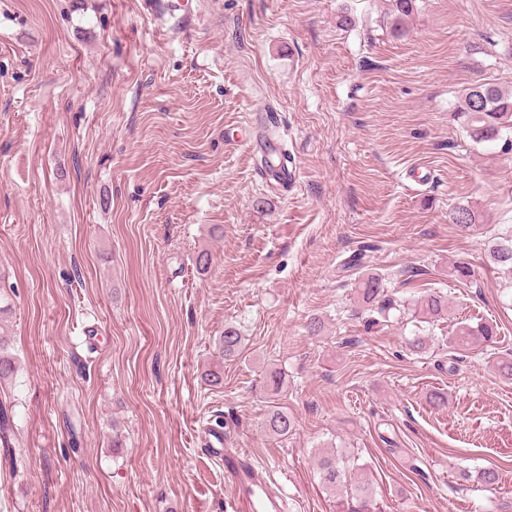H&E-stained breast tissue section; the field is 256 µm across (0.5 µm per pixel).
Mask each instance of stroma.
<instances>
[{"label": "stroma", "instance_id": "obj_1", "mask_svg": "<svg viewBox=\"0 0 512 512\" xmlns=\"http://www.w3.org/2000/svg\"><path fill=\"white\" fill-rule=\"evenodd\" d=\"M387 13L0 0V300L19 366L0 384V512H225L216 413L225 454L247 449L286 512H336L315 471L334 447L367 464L382 512H512V380L491 363L512 351V280L488 259L512 235V148L472 142L456 112L465 88L512 87V0H418L398 36ZM270 108L289 191L229 143ZM363 269L396 303L373 327L355 314ZM428 290L497 323L495 343L449 348V320L412 315ZM228 325L245 346L220 362ZM273 400L288 438L263 429Z\"/></svg>", "mask_w": 512, "mask_h": 512}]
</instances>
